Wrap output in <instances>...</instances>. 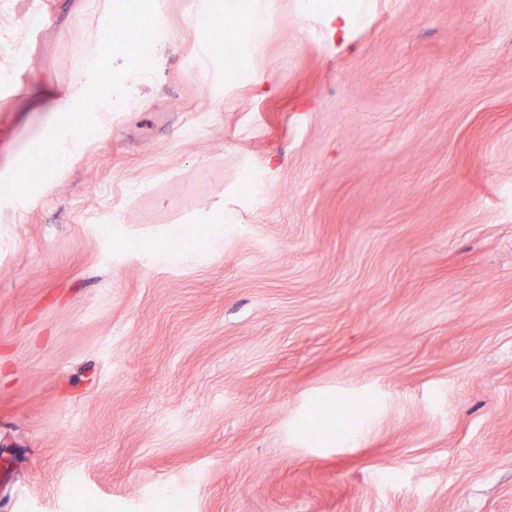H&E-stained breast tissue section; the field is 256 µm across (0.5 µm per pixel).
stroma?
I'll use <instances>...</instances> for the list:
<instances>
[{"label": "stroma", "instance_id": "1", "mask_svg": "<svg viewBox=\"0 0 512 512\" xmlns=\"http://www.w3.org/2000/svg\"><path fill=\"white\" fill-rule=\"evenodd\" d=\"M108 2L0 0V185L88 57L112 106L0 195V512H512V0H352L344 52L262 0L233 68L221 0H129L144 66Z\"/></svg>", "mask_w": 512, "mask_h": 512}]
</instances>
